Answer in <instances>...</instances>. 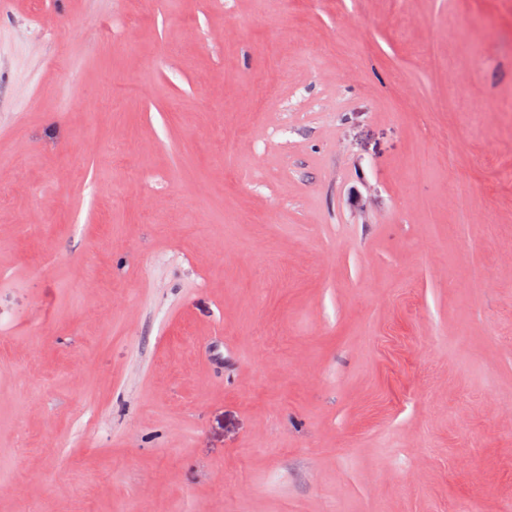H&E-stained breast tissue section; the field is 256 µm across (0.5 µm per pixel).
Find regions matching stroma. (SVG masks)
Instances as JSON below:
<instances>
[{
	"instance_id": "35a3bbf8",
	"label": "stroma",
	"mask_w": 512,
	"mask_h": 512,
	"mask_svg": "<svg viewBox=\"0 0 512 512\" xmlns=\"http://www.w3.org/2000/svg\"><path fill=\"white\" fill-rule=\"evenodd\" d=\"M475 497L512 512V0L0 6V512Z\"/></svg>"
}]
</instances>
